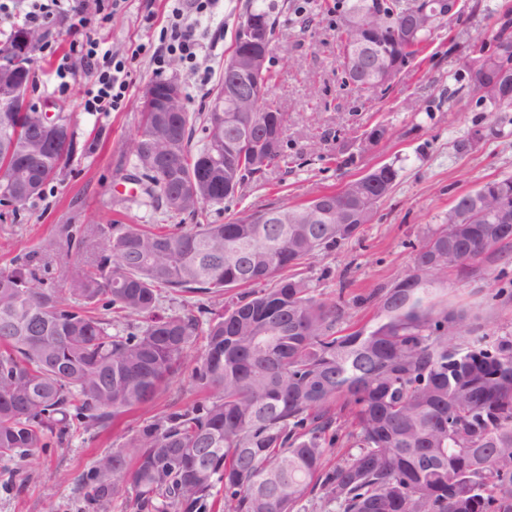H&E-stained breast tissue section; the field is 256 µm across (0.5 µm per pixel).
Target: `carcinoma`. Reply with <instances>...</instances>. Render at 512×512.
<instances>
[{"mask_svg": "<svg viewBox=\"0 0 512 512\" xmlns=\"http://www.w3.org/2000/svg\"><path fill=\"white\" fill-rule=\"evenodd\" d=\"M368 0H336L345 85L359 97L387 84L448 21L436 0H389L394 19L342 27ZM249 15L275 33L266 0ZM380 43L376 62L354 45ZM499 60L466 57L490 112ZM252 145L239 148L226 178L228 112H142L132 152L151 186L144 205L192 223L96 224L78 229L89 255L63 271L56 288L31 261L0 271V459L25 460L50 439L103 429L151 404L185 368L204 401L174 407L98 459L82 487L95 500L131 496L137 512H512V336L464 332L462 310L439 299L432 275L459 267L473 277L496 243H512L492 208L512 210V177L459 196L445 222L413 246L416 280L405 275L377 302L374 319L336 329L342 309L314 295L297 273L305 261L359 236L392 192L398 170L382 165L341 190L298 205H270L224 223L207 207L288 166L285 113L252 104ZM66 136L43 145L29 136L37 112L0 116V167H24V198L0 178V205L40 196L75 151ZM150 155L159 164L145 167ZM201 179L197 196L174 200L179 182ZM224 312L204 321L198 296L227 294ZM182 310L157 313L162 291ZM113 311L126 327L112 331ZM203 353L193 354L197 341ZM349 429L352 452L332 469L324 457Z\"/></svg>", "mask_w": 512, "mask_h": 512, "instance_id": "obj_1", "label": "carcinoma"}]
</instances>
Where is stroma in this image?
<instances>
[{
  "mask_svg": "<svg viewBox=\"0 0 512 512\" xmlns=\"http://www.w3.org/2000/svg\"><path fill=\"white\" fill-rule=\"evenodd\" d=\"M250 0H224V17L214 21L196 68L169 58L157 70L140 44L155 41L170 14L169 0H121L95 34L111 54L126 62L130 87L121 108L91 112L87 91L97 71L72 58L67 89L56 76L59 55L69 50V34L81 17L95 14L103 0H68L67 10L46 32L57 53H36L30 103L43 110L69 106L77 152L42 196L6 208L0 220V268L35 255L42 242L57 238L65 226L176 224L179 216L142 206L140 174L131 139L140 121V98L152 81L177 80L189 111H207L210 94L224 80V61ZM277 18L270 56L268 97L287 115V172L251 184L219 206L212 220L224 222L238 212L275 203L294 205L339 189L348 181L385 165L399 176L360 236L321 253L301 272L321 300H346L344 325L369 322L374 295L391 288L413 268V243L444 223L456 198L483 183L512 176V112L490 114L470 76L459 70L463 57L489 48L506 0H459L458 18L433 33L421 55L388 88L359 97L344 85L337 48L336 0H305V14L293 0H269ZM209 82H202L203 72ZM382 125L389 138L362 147L365 133ZM467 151H458L461 141ZM438 294L452 308L480 317L485 334L512 335V249L483 261L477 276L463 279L449 266L438 279ZM199 395L188 376L172 380L149 407L130 412L108 429L77 432L39 450L25 461L0 460V512H134L122 499L93 501L78 485L95 462L127 442L146 420L170 405Z\"/></svg>",
  "mask_w": 512,
  "mask_h": 512,
  "instance_id": "stroma-1",
  "label": "stroma"
}]
</instances>
